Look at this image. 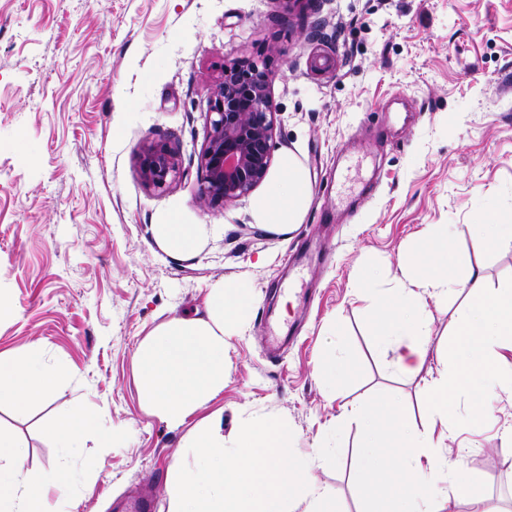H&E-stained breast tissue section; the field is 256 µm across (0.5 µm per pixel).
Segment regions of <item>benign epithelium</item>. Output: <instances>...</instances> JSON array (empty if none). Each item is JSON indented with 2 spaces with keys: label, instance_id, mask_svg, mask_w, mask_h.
I'll use <instances>...</instances> for the list:
<instances>
[{
  "label": "benign epithelium",
  "instance_id": "1",
  "mask_svg": "<svg viewBox=\"0 0 512 512\" xmlns=\"http://www.w3.org/2000/svg\"><path fill=\"white\" fill-rule=\"evenodd\" d=\"M276 115L267 69L255 62L224 68L208 101L207 133L198 157L201 205L236 202L264 181L273 163ZM178 171V155L167 143L143 149L139 175L145 186L163 190Z\"/></svg>",
  "mask_w": 512,
  "mask_h": 512
}]
</instances>
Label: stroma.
Returning <instances> with one entry per match:
<instances>
[{"mask_svg": "<svg viewBox=\"0 0 512 512\" xmlns=\"http://www.w3.org/2000/svg\"><path fill=\"white\" fill-rule=\"evenodd\" d=\"M266 60L278 115L274 156L293 155L310 185L299 228L258 223L253 197L201 207L198 155L208 99L226 67ZM178 152L180 174L146 188L139 156L153 141ZM210 232L187 259L156 241L167 214ZM512 220V0H0V356L32 355L60 373L51 403L0 406V430L29 474L55 469L63 512H116L151 486L168 512L173 465L193 464L187 436L221 412L287 418L308 476L340 512H403L392 431L358 476L362 419L393 404L423 430L430 385L450 369L455 296L429 298L432 341L421 370L401 374L375 342L367 289L415 270L427 229L447 234L439 263L512 287V244L490 250L469 231ZM248 283L256 302L230 337L224 390L186 425L151 414L138 350L160 324L203 318L218 281ZM294 289L282 304L277 286ZM288 316L293 342L271 357L266 328ZM353 373L325 382L321 367ZM471 424L454 392L462 455L457 486L479 475L512 507V387ZM94 419L81 448L58 447L46 420Z\"/></svg>", "mask_w": 512, "mask_h": 512, "instance_id": "stroma-1", "label": "stroma"}]
</instances>
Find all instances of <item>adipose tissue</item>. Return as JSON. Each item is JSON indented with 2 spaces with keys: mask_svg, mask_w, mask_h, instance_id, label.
<instances>
[{
  "mask_svg": "<svg viewBox=\"0 0 512 512\" xmlns=\"http://www.w3.org/2000/svg\"><path fill=\"white\" fill-rule=\"evenodd\" d=\"M308 199L306 175L288 156L267 194L256 199L254 211L265 226L287 232L298 224ZM205 231L204 225L172 220L154 227L156 239L176 258L194 255ZM452 284L462 301L455 327L457 342L449 346L448 354L457 359L458 367L454 374H440L433 383L428 406L431 425L422 432L409 431L386 412L371 419L365 440L373 442L378 431L393 430L400 450L398 465L408 477L407 482L395 484L397 496L439 498L447 503L462 496L472 512H493L479 476H472L466 488H458L451 483L456 462H437L433 455L454 427L449 383L474 388L478 414L492 406L486 384L512 358V289L488 292L473 269L460 275L452 269L425 267L407 283L377 294L385 314L377 346L394 351L401 373H418L430 339V327L420 315L423 301L446 293ZM252 302L248 283L217 284L210 293L207 319H173L145 338L139 350V380L162 422L174 428L185 424L200 405L223 391L227 339L245 323ZM56 389V375L37 359L0 358V403H9L17 413H24L31 400L52 401ZM19 459L17 442L0 434V512H48L44 488L51 475L22 474Z\"/></svg>",
  "mask_w": 512,
  "mask_h": 512,
  "instance_id": "obj_1",
  "label": "adipose tissue"
}]
</instances>
